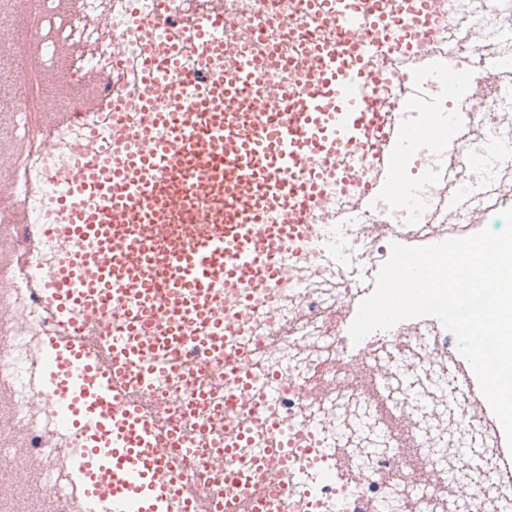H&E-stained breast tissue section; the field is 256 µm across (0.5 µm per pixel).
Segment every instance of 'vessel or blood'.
<instances>
[{"instance_id": "obj_1", "label": "vessel or blood", "mask_w": 512, "mask_h": 512, "mask_svg": "<svg viewBox=\"0 0 512 512\" xmlns=\"http://www.w3.org/2000/svg\"><path fill=\"white\" fill-rule=\"evenodd\" d=\"M170 3L156 0L140 23L136 105L98 95L111 83L104 69L84 71L80 92L67 69L52 78L56 109L42 131L71 121L72 104L102 113L68 143L63 166L41 158L28 173L32 194L53 187L52 210L37 217L15 203L18 224L37 228L21 270L48 326L30 380L65 404L77 445L63 456L89 512H288L298 489L284 476L312 463L319 438L274 413L279 388L256 361L254 321L273 316L331 182L356 185L368 162L392 199L417 205L401 165L456 114L402 124L419 98L385 84L395 55H417L441 17L436 0H319L301 19L317 36L284 77L224 35L223 0L185 27L166 24ZM15 38L17 64H33L23 20L0 46ZM48 250L59 259L46 279ZM217 368L214 408L204 376ZM172 375L179 413L157 414ZM206 409L222 432L180 427L179 415ZM416 444L399 429L391 467L370 481L388 484Z\"/></svg>"}]
</instances>
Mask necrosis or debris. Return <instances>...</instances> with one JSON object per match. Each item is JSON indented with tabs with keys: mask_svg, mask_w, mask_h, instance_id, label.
<instances>
[{
	"mask_svg": "<svg viewBox=\"0 0 512 512\" xmlns=\"http://www.w3.org/2000/svg\"><path fill=\"white\" fill-rule=\"evenodd\" d=\"M252 3L255 18H265V25L242 21V0H224L225 33L260 48L273 47L269 68L287 72L284 52L298 51L308 41L293 19L311 8V0ZM154 5V0H112L106 13L101 0H82V14L99 16L111 27V38L104 39L83 23L82 14H73L67 0H0V31L24 16L40 47L38 67L7 69L10 90L0 102V124L7 136L0 140V156L13 172L5 183L8 193H25L24 148L37 138V124L50 108L48 77L64 64L78 71L110 67L118 55L136 57L142 49L137 20L152 15ZM439 10L452 21L426 43L420 59L441 65L460 57L468 63L466 73L452 83H432L428 70L418 68V59L398 60L410 86H425L430 110L450 107L457 114L451 127L421 147L436 171L435 181L421 187L425 205L413 215L389 201L383 173L368 166L363 179L373 184L371 194L364 197L358 188L341 187L330 213L315 216L318 224L327 223L332 214L349 215L352 222L311 241L301 252L290 297L280 305L272 326L276 337L261 356L280 378L303 380L304 368L313 365L311 339L329 330L319 300L332 295L334 284H341L345 298H352L361 278H376L391 243L401 242L414 227L429 229L437 244L446 240L448 225L463 220L497 224L500 211L512 207V152L485 150L488 136L512 141V0H439ZM470 152L484 154L480 171L467 163ZM22 248L10 208L0 205V512H81L60 455L70 439L58 430L59 411L48 392L33 391L18 374L45 356L40 304L15 271ZM303 483L305 497L289 502V512H308L311 498L320 501L321 512H337V502L353 491L348 484H320L315 471L304 474Z\"/></svg>",
	"mask_w": 512,
	"mask_h": 512,
	"instance_id": "obj_1",
	"label": "necrosis or debris"
}]
</instances>
